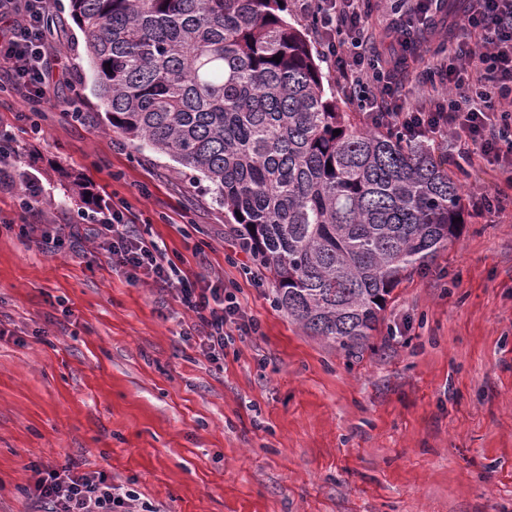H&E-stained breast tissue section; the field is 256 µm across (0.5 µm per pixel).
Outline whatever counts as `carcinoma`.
Wrapping results in <instances>:
<instances>
[{
  "mask_svg": "<svg viewBox=\"0 0 512 512\" xmlns=\"http://www.w3.org/2000/svg\"><path fill=\"white\" fill-rule=\"evenodd\" d=\"M70 10L110 126L210 183L239 248L271 274L274 305L308 335L361 353L394 289L458 238L454 176L433 147L327 95L288 0Z\"/></svg>",
  "mask_w": 512,
  "mask_h": 512,
  "instance_id": "carcinoma-1",
  "label": "carcinoma"
}]
</instances>
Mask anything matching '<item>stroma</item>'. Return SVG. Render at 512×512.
<instances>
[{
  "mask_svg": "<svg viewBox=\"0 0 512 512\" xmlns=\"http://www.w3.org/2000/svg\"><path fill=\"white\" fill-rule=\"evenodd\" d=\"M70 85L35 114L0 91L17 169L65 224L79 183L125 200L189 277L223 279L259 334L210 361L175 292L106 259L0 231V512H37L26 466L74 459L158 512H512V187L497 163L458 177L460 237L391 294L357 357L306 335L224 209L168 157L107 130L70 0H55ZM76 107L79 120L62 112ZM35 114L41 139L27 131ZM498 197L495 209L480 194Z\"/></svg>",
  "mask_w": 512,
  "mask_h": 512,
  "instance_id": "stroma-1",
  "label": "stroma"
}]
</instances>
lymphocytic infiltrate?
Wrapping results in <instances>:
<instances>
[{
    "instance_id": "lymphocytic-infiltrate-1",
    "label": "lymphocytic infiltrate",
    "mask_w": 512,
    "mask_h": 512,
    "mask_svg": "<svg viewBox=\"0 0 512 512\" xmlns=\"http://www.w3.org/2000/svg\"><path fill=\"white\" fill-rule=\"evenodd\" d=\"M414 19L390 29L399 45L385 59L371 43L366 25L369 0H297L310 17L328 69L364 110L370 125L396 130L413 140L431 141L449 134L460 143L464 160L494 157L512 175V0H460L463 26L446 23L433 0H415ZM447 24L448 37L429 51V104L410 106L402 94L408 53L417 41L414 25L436 29ZM51 0H0V72L12 90L37 105L47 104V90L65 76L60 59L46 44L53 35ZM9 133L0 131V191L23 183L20 210L30 218L20 232L38 249L57 254L93 233L96 254L132 284L153 281L176 287L185 312L201 327L199 348L208 358L224 353L228 330L248 336L256 322L244 320L240 305L207 277L189 281L156 241L146 239L129 217L125 201L90 194L87 204L68 224L39 223L42 185L36 175L17 171ZM29 496L42 512H155L135 491L108 482L105 476L75 471L72 460L50 467L31 462Z\"/></svg>"
}]
</instances>
